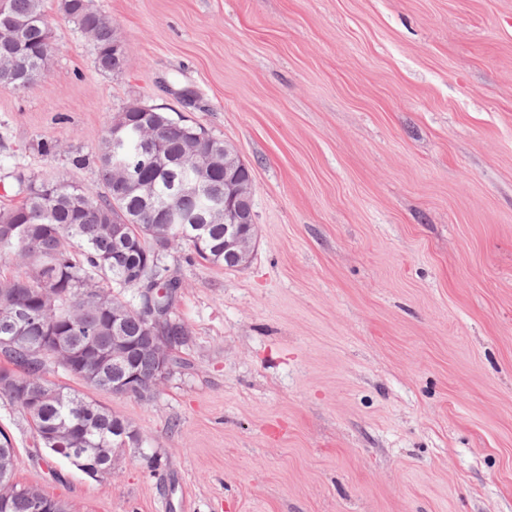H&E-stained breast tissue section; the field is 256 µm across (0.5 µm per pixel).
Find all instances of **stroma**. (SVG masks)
<instances>
[{
  "mask_svg": "<svg viewBox=\"0 0 512 512\" xmlns=\"http://www.w3.org/2000/svg\"><path fill=\"white\" fill-rule=\"evenodd\" d=\"M93 4L125 64L43 0L46 75L0 86V206L21 173L96 184L136 100L236 146L256 245L164 255L191 340L154 401L55 373L140 433L112 478L0 398L16 481L69 512H512V0Z\"/></svg>",
  "mask_w": 512,
  "mask_h": 512,
  "instance_id": "stroma-1",
  "label": "stroma"
}]
</instances>
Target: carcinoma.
<instances>
[{"mask_svg": "<svg viewBox=\"0 0 512 512\" xmlns=\"http://www.w3.org/2000/svg\"><path fill=\"white\" fill-rule=\"evenodd\" d=\"M60 10L93 36L100 71L120 70L124 59L113 57L117 40L111 21L92 0H60ZM10 24L25 36L21 68L25 77L0 75V85L32 84L44 75L51 49V27L43 0H6L0 11V53L15 49L16 40L5 31ZM130 102L116 113L96 153L98 183L78 184L64 173L52 179H19V204L0 208V258H11L21 270L0 273V397L9 400L32 428L33 447L56 452L60 442L87 456L101 448L138 447L140 434H130L129 423L101 402L49 379L60 369L89 387L110 394L112 384L135 374L131 397L153 400L162 384L155 357L166 341L171 353L168 377L186 367L177 351L189 341L176 318L161 328L128 303L129 311L117 324L133 342L122 359L87 355L71 361L53 356L54 337L63 336L79 349L85 337H99L101 350L112 345V305L124 301L121 291L152 288L155 300L174 306L181 282L161 265L163 253L186 248L189 254L213 266L224 265V223L207 225L203 236L196 227L210 216L211 207L224 203V141L167 113L151 109V121L139 117ZM149 128V141L133 140L125 148L127 167L152 185L154 203L143 204L134 188L120 190L121 175L114 172L112 132L128 122ZM184 168L211 172L213 191L206 197L179 201V215L167 210ZM16 450L0 430V466L15 463ZM11 491L0 497V512H39L47 504L53 512L67 506L35 486L21 485L8 471Z\"/></svg>", "mask_w": 512, "mask_h": 512, "instance_id": "1", "label": "carcinoma"}]
</instances>
